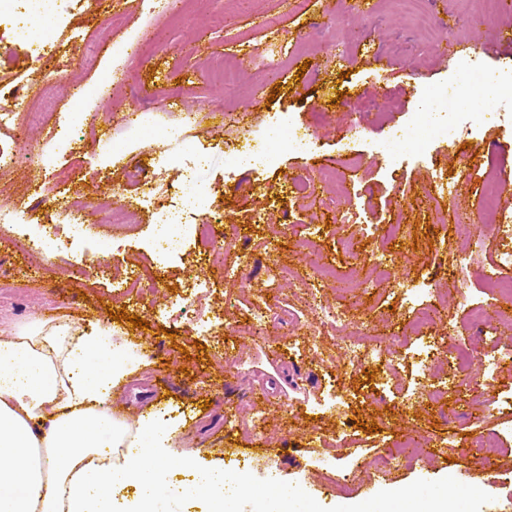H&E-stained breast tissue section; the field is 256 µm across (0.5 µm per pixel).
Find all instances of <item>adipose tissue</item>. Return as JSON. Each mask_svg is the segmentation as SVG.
I'll use <instances>...</instances> for the list:
<instances>
[{
  "label": "adipose tissue",
  "mask_w": 512,
  "mask_h": 512,
  "mask_svg": "<svg viewBox=\"0 0 512 512\" xmlns=\"http://www.w3.org/2000/svg\"><path fill=\"white\" fill-rule=\"evenodd\" d=\"M127 374L108 343L54 326L0 338V512H116L130 484L138 493L125 512H156L173 468L193 477L182 494L206 495L221 512L223 470L172 451V426L150 414L134 428L110 417L112 389Z\"/></svg>",
  "instance_id": "1"
}]
</instances>
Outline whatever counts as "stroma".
Masks as SVG:
<instances>
[{
	"mask_svg": "<svg viewBox=\"0 0 512 512\" xmlns=\"http://www.w3.org/2000/svg\"><path fill=\"white\" fill-rule=\"evenodd\" d=\"M325 2L190 0L172 14L149 0H79L66 22L44 29L39 19L55 2L40 0L23 17L0 19V86L22 96L0 123V144L32 152L0 169V206L39 187L80 192L100 210L78 233L45 205L0 221V333L40 322L111 341L136 367L114 388L113 411L129 423L163 411L179 423L176 450L223 469L233 488L245 478L248 492L234 488L224 512H277L283 497L288 512L361 503L398 512L404 496L426 504L452 496L458 512H512V437L495 455L472 443L512 420V300L487 286L512 280V266L499 262L497 225L477 222L485 198L512 199V186L489 173L512 169V102L449 109L459 65L442 61L398 0H364V11L345 6L331 16ZM427 8L445 39L478 41L480 73L512 66V49L484 51L512 15L484 18L482 0H427ZM380 55L390 71L378 72ZM219 58L242 60L235 87L211 80ZM59 78L80 89L79 102L57 91ZM256 96L262 105L246 123L224 119V109ZM430 97L446 135L421 153L417 117ZM132 112L134 125L120 123ZM71 127L80 144H67ZM228 140L244 144L249 165L225 154ZM326 168L344 178L347 196L324 185ZM129 172L139 185H126ZM300 181L311 194L296 192ZM196 193L223 203L215 213L223 268L199 241L195 226L206 215L196 210L183 216L181 248L157 261V213ZM123 204L135 223H112L111 208ZM392 224L398 237L386 233ZM46 230L57 234L49 257L35 246ZM349 238L356 254L342 249ZM385 251L404 271L392 285L377 283L367 260ZM315 253L344 282L322 301L345 310L349 339L368 335L372 347L390 349L404 323L428 310L433 350L409 354L381 388L364 371L337 368L335 332L316 326L305 302ZM99 262L126 270V283L102 277ZM148 267L160 280L151 292ZM198 276L213 286L189 303L202 318H221L212 334L182 315L179 295ZM424 282V298L406 301ZM120 312L127 321H115ZM133 315L148 329L132 327ZM461 348L473 360L469 383L446 407L433 406L427 386L448 380ZM357 390L368 397L350 409L328 401ZM408 435L422 442L414 461L381 472L376 459ZM189 481L171 470L157 512H209L205 497L174 495Z\"/></svg>",
	"mask_w": 512,
	"mask_h": 512,
	"instance_id": "35a3bbf8",
	"label": "stroma"
}]
</instances>
